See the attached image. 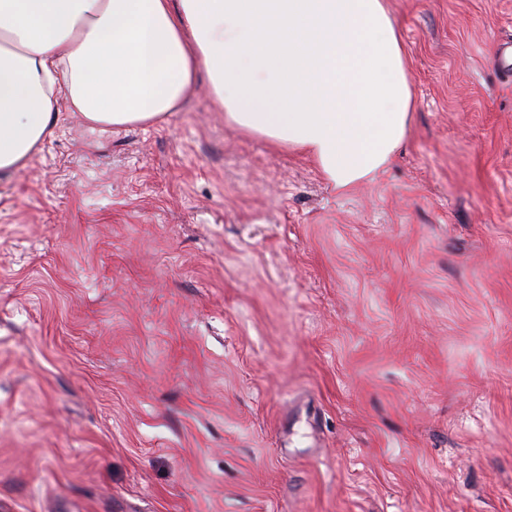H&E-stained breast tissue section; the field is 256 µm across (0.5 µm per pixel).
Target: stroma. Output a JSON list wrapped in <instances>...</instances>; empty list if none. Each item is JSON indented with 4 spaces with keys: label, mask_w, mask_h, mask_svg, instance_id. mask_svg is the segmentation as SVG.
I'll list each match as a JSON object with an SVG mask.
<instances>
[{
    "label": "stroma",
    "mask_w": 512,
    "mask_h": 512,
    "mask_svg": "<svg viewBox=\"0 0 512 512\" xmlns=\"http://www.w3.org/2000/svg\"><path fill=\"white\" fill-rule=\"evenodd\" d=\"M340 192L207 90L0 173V512H512V0H384Z\"/></svg>",
    "instance_id": "35a3bbf8"
}]
</instances>
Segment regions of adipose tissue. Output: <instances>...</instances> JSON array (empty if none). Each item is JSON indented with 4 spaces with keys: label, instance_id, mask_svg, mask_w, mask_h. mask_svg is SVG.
<instances>
[{
    "label": "adipose tissue",
    "instance_id": "obj_1",
    "mask_svg": "<svg viewBox=\"0 0 512 512\" xmlns=\"http://www.w3.org/2000/svg\"><path fill=\"white\" fill-rule=\"evenodd\" d=\"M202 73L228 122L309 155L337 191L407 136L406 49L383 0H0V171L25 167L61 111L149 126Z\"/></svg>",
    "mask_w": 512,
    "mask_h": 512
}]
</instances>
